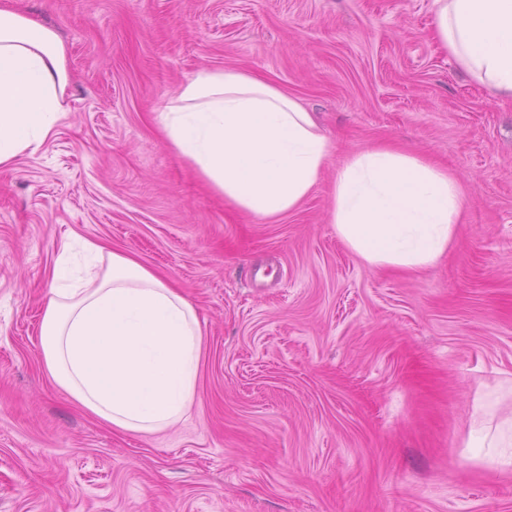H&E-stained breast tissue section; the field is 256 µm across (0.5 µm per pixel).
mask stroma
I'll return each instance as SVG.
<instances>
[{
  "instance_id": "35a3bbf8",
  "label": "stroma",
  "mask_w": 512,
  "mask_h": 512,
  "mask_svg": "<svg viewBox=\"0 0 512 512\" xmlns=\"http://www.w3.org/2000/svg\"><path fill=\"white\" fill-rule=\"evenodd\" d=\"M67 48L66 112L0 166V512H512V98L432 38L434 0H5ZM236 68L316 112L336 158L382 141L462 180L433 268L364 265L327 215L333 170L293 212L224 202L156 114L201 68ZM133 254L203 329L197 398L122 432L45 371L62 243ZM496 464H489V457ZM500 399L498 397H487L477 406V414L471 429L469 447L472 448H495L498 442L497 431L499 425L494 429V421L498 416ZM488 446V447H486Z\"/></svg>"
}]
</instances>
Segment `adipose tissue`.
<instances>
[{
    "label": "adipose tissue",
    "mask_w": 512,
    "mask_h": 512,
    "mask_svg": "<svg viewBox=\"0 0 512 512\" xmlns=\"http://www.w3.org/2000/svg\"><path fill=\"white\" fill-rule=\"evenodd\" d=\"M432 32L471 80L512 96V0H434ZM58 32L0 5V165L36 152L65 110ZM167 145L225 202L276 218L311 193L334 147L313 113L277 86L201 68L157 115ZM466 204L459 178L388 144L348 153L328 221L375 268L422 271L454 243ZM203 332L194 306L134 255L82 240L53 269L40 348L50 378L125 432L155 433L194 403Z\"/></svg>",
    "instance_id": "ef3b65f1"
}]
</instances>
